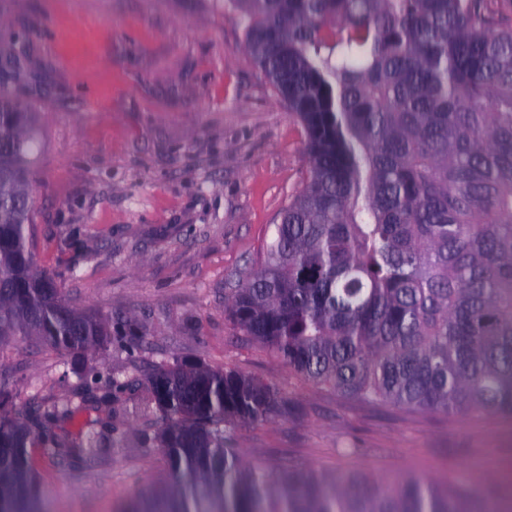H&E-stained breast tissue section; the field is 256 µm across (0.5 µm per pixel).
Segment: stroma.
<instances>
[{
	"instance_id": "1",
	"label": "stroma",
	"mask_w": 512,
	"mask_h": 512,
	"mask_svg": "<svg viewBox=\"0 0 512 512\" xmlns=\"http://www.w3.org/2000/svg\"><path fill=\"white\" fill-rule=\"evenodd\" d=\"M43 140L31 248L74 307L112 320L105 349L0 347V413L75 404L31 468L51 512H117L169 477L157 368L202 363L276 386L287 413L227 432L272 470L415 472L490 486L512 443L492 413L371 406L318 388L225 314L309 159L303 129L247 52L224 0H0V62ZM112 410L99 392L110 382ZM90 426L94 451L80 448Z\"/></svg>"
}]
</instances>
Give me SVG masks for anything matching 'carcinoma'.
Masks as SVG:
<instances>
[{
  "mask_svg": "<svg viewBox=\"0 0 512 512\" xmlns=\"http://www.w3.org/2000/svg\"><path fill=\"white\" fill-rule=\"evenodd\" d=\"M300 122L309 169L226 310L316 386L369 405L512 420V0H226ZM31 106L0 75V342H112L27 261ZM168 482L127 512H505L501 486L407 472H270L226 435L286 410L272 384L173 365ZM69 408L0 418V512H48L28 448Z\"/></svg>",
  "mask_w": 512,
  "mask_h": 512,
  "instance_id": "obj_1",
  "label": "carcinoma"
}]
</instances>
